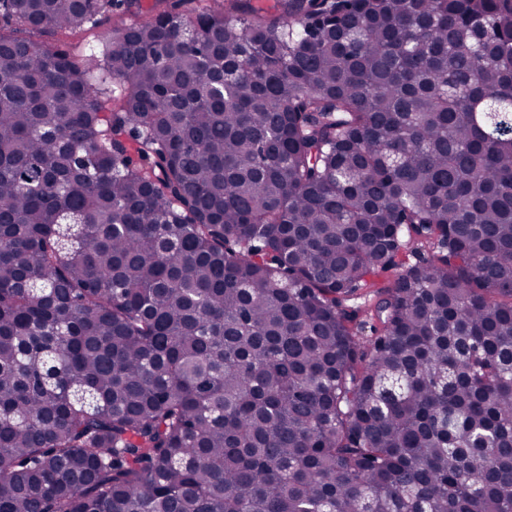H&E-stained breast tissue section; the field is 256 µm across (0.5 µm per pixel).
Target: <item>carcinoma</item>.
<instances>
[{"label": "carcinoma", "instance_id": "cac0c4a2", "mask_svg": "<svg viewBox=\"0 0 512 512\" xmlns=\"http://www.w3.org/2000/svg\"><path fill=\"white\" fill-rule=\"evenodd\" d=\"M0 0V512H512V0ZM112 31V21H103L96 27L89 28L85 31L63 38L71 47L80 50L84 44L92 42L98 45L105 42Z\"/></svg>", "mask_w": 512, "mask_h": 512}]
</instances>
